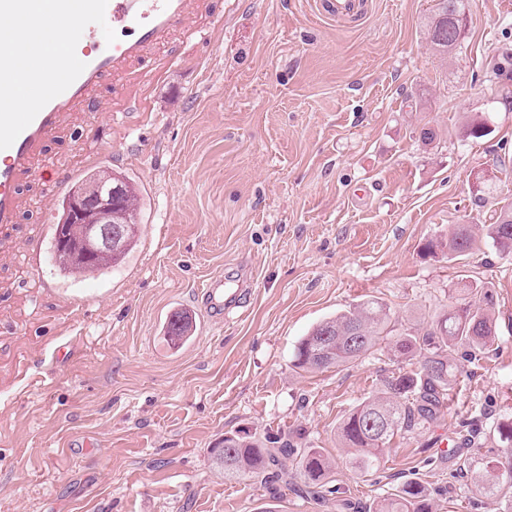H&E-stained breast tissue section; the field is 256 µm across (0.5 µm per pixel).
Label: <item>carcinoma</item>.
<instances>
[{
	"label": "carcinoma",
	"instance_id": "carcinoma-1",
	"mask_svg": "<svg viewBox=\"0 0 512 512\" xmlns=\"http://www.w3.org/2000/svg\"><path fill=\"white\" fill-rule=\"evenodd\" d=\"M468 0H436V8L427 22L428 35L436 56L443 62L462 49L465 32L463 17ZM489 134L486 123L473 118L462 125L461 135L480 139ZM106 181L120 191L112 204V223L133 228L121 246L94 260L84 259L75 247L53 241L55 267L68 279L80 280L104 275L109 269L125 263L138 246L141 225L138 224L140 188L126 175L112 169H94L75 181L64 194L54 218L56 227L68 230L74 241L83 235V225L70 223L71 207L87 186ZM490 239L496 248L512 254V203L503 206L493 224L477 228L458 224L448 238L429 242L428 253L448 250V260L463 258L479 247L482 239ZM466 296H448V307L432 321L430 328L419 333L413 328L398 329L392 325L387 307L367 299L316 324L302 337L295 350V366L304 371L320 370L332 365L354 362L390 345L394 356L419 359V367L411 372L384 380L379 395L356 405L337 428V440L350 462L361 472L379 467L380 458L390 447L394 436L412 432L433 423L448 405V392L456 384L459 369L455 354L477 358L497 336V322L492 291L477 284L463 285ZM189 322L180 313L171 315L166 336L175 345L189 340ZM224 464V474L242 480H258L271 486L288 480V459L304 477L308 493L322 498L331 460L321 448H301L288 437L260 438L246 429L224 434V447L214 449ZM478 492L512 502V464L488 458L483 473L475 479ZM369 512H432V504L424 487L416 480L403 481L396 493L377 502Z\"/></svg>",
	"mask_w": 512,
	"mask_h": 512
}]
</instances>
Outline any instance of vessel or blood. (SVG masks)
Masks as SVG:
<instances>
[{"label": "vessel or blood", "mask_w": 512, "mask_h": 512, "mask_svg": "<svg viewBox=\"0 0 512 512\" xmlns=\"http://www.w3.org/2000/svg\"><path fill=\"white\" fill-rule=\"evenodd\" d=\"M197 0H0V226L15 223L20 185L63 119L108 82L130 78L147 50L193 34ZM322 17L360 24L368 0H316ZM112 28L101 48L102 25ZM59 37L58 52L31 60L27 31ZM208 315L224 312V282L201 292Z\"/></svg>", "instance_id": "1"}]
</instances>
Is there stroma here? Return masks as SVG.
Segmentation results:
<instances>
[{
	"label": "stroma",
	"mask_w": 512,
	"mask_h": 512,
	"mask_svg": "<svg viewBox=\"0 0 512 512\" xmlns=\"http://www.w3.org/2000/svg\"><path fill=\"white\" fill-rule=\"evenodd\" d=\"M435 0H371L347 27L314 0H203L197 38L152 47L142 78L96 93L91 124L64 119L47 153L88 156L142 189L139 246L82 282L28 283L27 239L52 223L57 192L41 173L21 188L19 221L0 232V512H356L412 478L435 512H512L472 475L512 421V255L492 242L459 261L423 246L458 224L495 222L512 202V0H469L464 46L440 62L425 22ZM492 129L461 139L467 118ZM437 131L431 145L421 129ZM213 277L237 306L197 308ZM495 300L498 336L459 359L448 407L394 437L362 475L336 428L384 378L410 369L388 349L304 371L295 347L314 325L376 298L396 324L429 327L460 280ZM192 311L193 339L169 348L162 325ZM240 428L299 432L333 459L317 503L292 475L277 495L225 476L213 451ZM473 435L469 472L447 448Z\"/></svg>",
	"instance_id": "35a3bbf8"
}]
</instances>
